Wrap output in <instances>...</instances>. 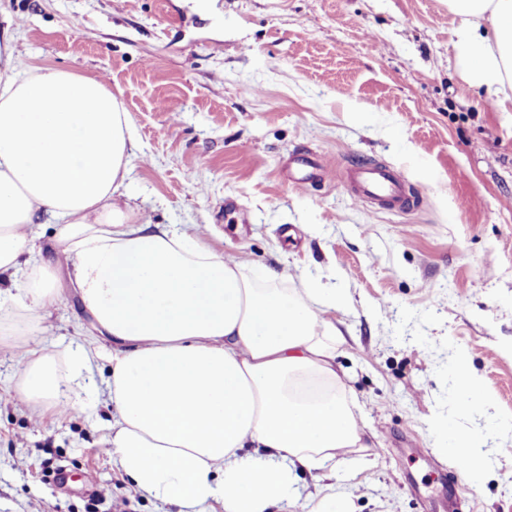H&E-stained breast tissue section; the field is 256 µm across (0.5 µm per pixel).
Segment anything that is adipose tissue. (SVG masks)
<instances>
[{
	"label": "adipose tissue",
	"mask_w": 512,
	"mask_h": 512,
	"mask_svg": "<svg viewBox=\"0 0 512 512\" xmlns=\"http://www.w3.org/2000/svg\"><path fill=\"white\" fill-rule=\"evenodd\" d=\"M461 69L493 107L512 94V0H448ZM0 44V290L13 317L0 335L39 323L56 300L36 258L37 217L59 224L83 309L112 342L107 381L112 456L144 497L197 512H286L301 468L335 472L360 447L359 417L336 370L331 312L346 292L224 259L194 236L141 224L114 202L134 129L111 89L72 70L24 76ZM86 348L26 360L20 394L34 406L87 411ZM453 458L484 466L481 433L437 423Z\"/></svg>",
	"instance_id": "adipose-tissue-1"
}]
</instances>
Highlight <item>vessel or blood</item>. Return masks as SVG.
<instances>
[{
  "mask_svg": "<svg viewBox=\"0 0 512 512\" xmlns=\"http://www.w3.org/2000/svg\"><path fill=\"white\" fill-rule=\"evenodd\" d=\"M295 172L289 178L293 188L303 189L316 178L327 176L330 164L320 156L297 155ZM343 189L353 193L363 205L392 209L400 212L413 210L416 196L410 191L403 177L382 163H360L345 168L339 176Z\"/></svg>",
  "mask_w": 512,
  "mask_h": 512,
  "instance_id": "b4317fda",
  "label": "vessel or blood"
}]
</instances>
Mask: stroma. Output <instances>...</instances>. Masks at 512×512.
<instances>
[{
  "label": "stroma",
  "mask_w": 512,
  "mask_h": 512,
  "mask_svg": "<svg viewBox=\"0 0 512 512\" xmlns=\"http://www.w3.org/2000/svg\"><path fill=\"white\" fill-rule=\"evenodd\" d=\"M448 0H0L18 74L53 66L104 82L136 132V218L185 230L225 258L338 282L336 365L369 438L336 467L351 512H512V431L485 429L473 478L433 431L451 415L457 355L484 403L512 419V100L489 107L462 74ZM402 171L420 202L362 206L335 179L292 188L290 155ZM55 303L0 337V512H177L143 498L107 454L106 400L60 415L18 394L22 351L97 349L59 227L42 223Z\"/></svg>",
  "instance_id": "35a3bbf8"
}]
</instances>
